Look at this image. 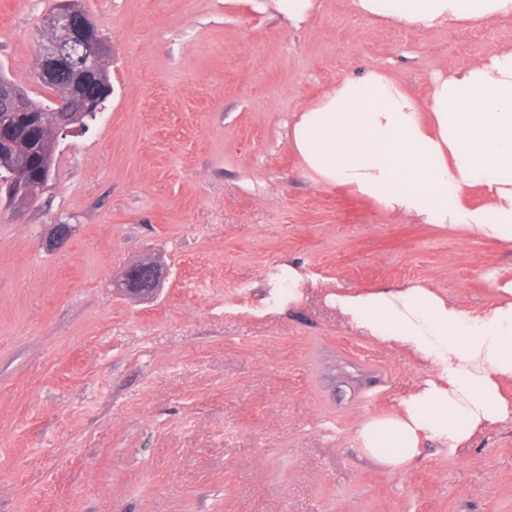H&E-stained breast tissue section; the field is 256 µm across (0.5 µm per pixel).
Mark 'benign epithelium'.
Listing matches in <instances>:
<instances>
[{"label": "benign epithelium", "instance_id": "obj_1", "mask_svg": "<svg viewBox=\"0 0 512 512\" xmlns=\"http://www.w3.org/2000/svg\"><path fill=\"white\" fill-rule=\"evenodd\" d=\"M47 26L62 33V41L50 42L41 46L39 78L44 81H53L64 75L68 68V58L62 49V43H81L85 52L80 59L83 70L91 72L96 69L99 58L107 52V46L98 34L92 33L94 24L87 17H82L74 12L67 0L60 3L59 9L49 16ZM23 97V92L9 85L0 86V110L14 111V104ZM101 109L100 101L93 97L77 95L70 104L55 101L49 112L57 118V133L73 132L85 126L80 116L93 117ZM6 199L9 207L20 211L28 206L34 199V195L27 190L18 175L8 166H0V200ZM149 288L140 291L144 297H150L163 280L162 268L153 264H147Z\"/></svg>", "mask_w": 512, "mask_h": 512}]
</instances>
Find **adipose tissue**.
I'll use <instances>...</instances> for the list:
<instances>
[{
  "mask_svg": "<svg viewBox=\"0 0 512 512\" xmlns=\"http://www.w3.org/2000/svg\"><path fill=\"white\" fill-rule=\"evenodd\" d=\"M365 17L433 27L512 17V0H353ZM288 145L314 182L348 189L422 224L512 242V46L436 76L427 103L371 69L323 90L288 127ZM481 205H472V197ZM485 315L422 285L333 296L371 336L434 370L398 412L364 421L361 454L404 470L427 442L449 452L512 421V282Z\"/></svg>",
  "mask_w": 512,
  "mask_h": 512,
  "instance_id": "ef3b65f1",
  "label": "adipose tissue"
}]
</instances>
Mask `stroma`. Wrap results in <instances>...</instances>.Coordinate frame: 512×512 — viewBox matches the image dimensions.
Masks as SVG:
<instances>
[{
	"instance_id": "35a3bbf8",
	"label": "stroma",
	"mask_w": 512,
	"mask_h": 512,
	"mask_svg": "<svg viewBox=\"0 0 512 512\" xmlns=\"http://www.w3.org/2000/svg\"><path fill=\"white\" fill-rule=\"evenodd\" d=\"M59 2L0 0V72L48 103ZM80 4L112 90L58 137L24 214L0 204V512H512V421L401 473L359 453V425L431 371L327 301L414 282L483 314L512 242L318 185L286 137L366 67L427 99L435 75L512 45V19L406 28L318 0L294 27L270 0ZM149 260L162 287L127 296L118 280Z\"/></svg>"
}]
</instances>
